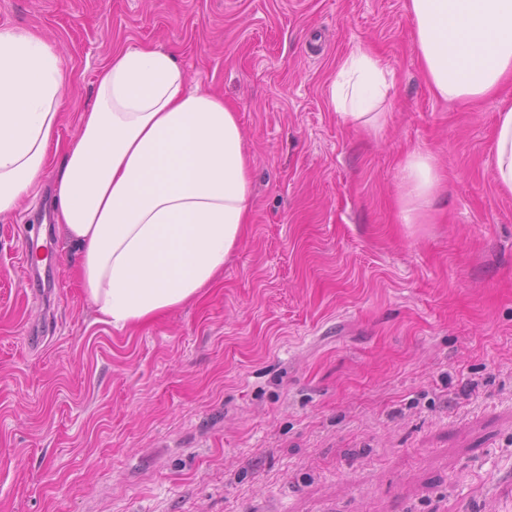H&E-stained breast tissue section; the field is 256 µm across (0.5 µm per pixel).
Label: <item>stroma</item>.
Segmentation results:
<instances>
[{"label": "stroma", "mask_w": 512, "mask_h": 512, "mask_svg": "<svg viewBox=\"0 0 512 512\" xmlns=\"http://www.w3.org/2000/svg\"><path fill=\"white\" fill-rule=\"evenodd\" d=\"M0 27L55 47L65 142L112 51L175 52L236 107L254 179L219 285L125 330L44 232L50 196L0 220V512H512V194L491 158L512 82L436 99L407 0H0ZM356 47L394 76L374 134L329 104ZM412 149L447 175L425 224L399 213ZM26 235L58 259L30 280Z\"/></svg>", "instance_id": "obj_1"}]
</instances>
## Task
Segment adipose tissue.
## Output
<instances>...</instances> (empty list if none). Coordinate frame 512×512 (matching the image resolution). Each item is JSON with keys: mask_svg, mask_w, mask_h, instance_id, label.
Listing matches in <instances>:
<instances>
[{"mask_svg": "<svg viewBox=\"0 0 512 512\" xmlns=\"http://www.w3.org/2000/svg\"><path fill=\"white\" fill-rule=\"evenodd\" d=\"M408 11L437 99L481 100L512 79V0H408ZM65 82L50 43L0 28V218L40 185ZM391 87L387 65L357 48L340 63L330 101L339 120L377 132ZM60 153L53 221L82 251L74 275L101 322L131 327L213 285L251 216V163L236 110L191 87L173 52L114 50ZM492 153L496 184L512 193V106L497 114ZM398 178L401 219L419 223L442 188L438 164L412 150Z\"/></svg>", "mask_w": 512, "mask_h": 512, "instance_id": "obj_1", "label": "adipose tissue"}]
</instances>
